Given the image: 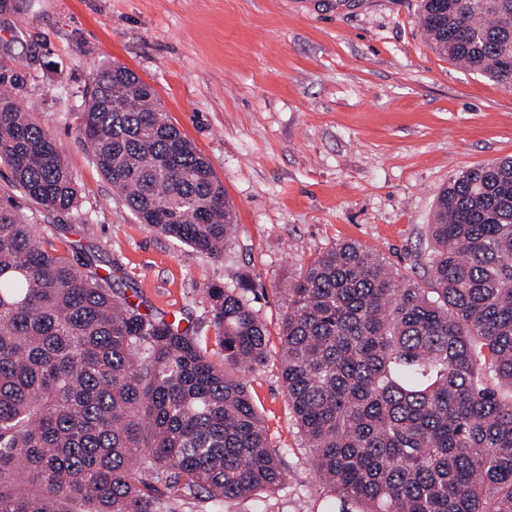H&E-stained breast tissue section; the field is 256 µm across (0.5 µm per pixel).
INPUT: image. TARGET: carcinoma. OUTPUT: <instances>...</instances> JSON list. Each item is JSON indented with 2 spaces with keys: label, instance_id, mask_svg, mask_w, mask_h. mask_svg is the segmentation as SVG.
I'll use <instances>...</instances> for the list:
<instances>
[{
  "label": "carcinoma",
  "instance_id": "carcinoma-1",
  "mask_svg": "<svg viewBox=\"0 0 512 512\" xmlns=\"http://www.w3.org/2000/svg\"><path fill=\"white\" fill-rule=\"evenodd\" d=\"M420 23L451 62L512 88V0H421ZM80 131L141 223L223 257L224 186L151 86L104 67ZM0 162L41 211L75 208L56 139L2 92ZM33 221L0 197V512H221L280 485L246 383ZM427 233L428 288L352 241L288 281V407L318 479L357 512H512V158L450 178ZM251 291L246 274L203 288L226 365L267 360Z\"/></svg>",
  "mask_w": 512,
  "mask_h": 512
}]
</instances>
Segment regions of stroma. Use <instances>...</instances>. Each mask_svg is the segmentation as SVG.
<instances>
[{"instance_id":"35a3bbf8","label":"stroma","mask_w":512,"mask_h":512,"mask_svg":"<svg viewBox=\"0 0 512 512\" xmlns=\"http://www.w3.org/2000/svg\"><path fill=\"white\" fill-rule=\"evenodd\" d=\"M420 0H0V78L60 145L78 187L38 231L59 254L97 251L152 313L213 346L203 289L236 285L268 336L264 366L235 369L286 478L223 512H334L309 465L281 378L289 278L344 241L429 285L427 226L462 170L512 156V89L468 73L424 37ZM118 64L152 86L205 156L237 216L224 256L138 220L80 133L92 81Z\"/></svg>"}]
</instances>
